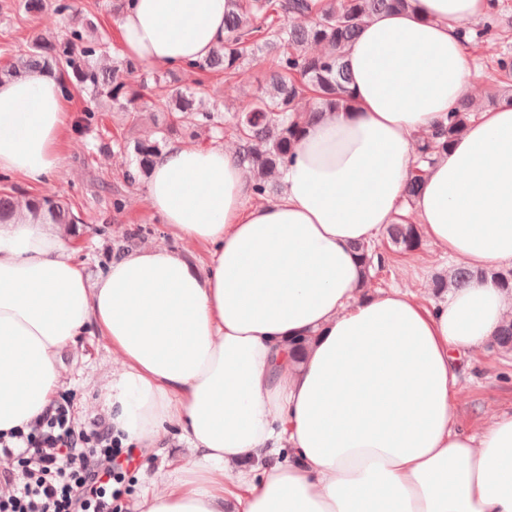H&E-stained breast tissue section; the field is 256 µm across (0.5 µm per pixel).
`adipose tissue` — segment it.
Returning a JSON list of instances; mask_svg holds the SVG:
<instances>
[{"label": "adipose tissue", "mask_w": 512, "mask_h": 512, "mask_svg": "<svg viewBox=\"0 0 512 512\" xmlns=\"http://www.w3.org/2000/svg\"><path fill=\"white\" fill-rule=\"evenodd\" d=\"M226 0H131L121 53L152 71L210 55ZM490 0H416L345 49L352 105L306 127L274 199L216 143L170 145L146 201L177 237L209 246L204 272L137 249L89 281L59 228L0 224V432L55 394L57 355L94 324L121 367L105 403L123 443L177 427L197 451L138 512H512V414L458 422L460 354L512 318V106L477 111L427 167L405 211L422 132L476 78L459 35ZM69 122L40 71L0 83V172L30 184L60 167ZM417 219L448 259L480 271L423 303L369 294L358 245ZM309 337L303 353L295 338ZM287 462L254 464L260 451Z\"/></svg>", "instance_id": "1"}]
</instances>
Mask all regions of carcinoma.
<instances>
[{
  "instance_id": "cac0c4a2",
  "label": "carcinoma",
  "mask_w": 512,
  "mask_h": 512,
  "mask_svg": "<svg viewBox=\"0 0 512 512\" xmlns=\"http://www.w3.org/2000/svg\"><path fill=\"white\" fill-rule=\"evenodd\" d=\"M54 12L71 23L62 39L34 36L28 50L0 70V82L22 78L34 70L55 76L65 97L76 89L90 94L91 106L85 109L80 126L88 127L96 113L105 106L124 114L126 122L135 126L145 112L165 114V126L157 138H124L115 142L118 151L132 158L125 180L136 185L150 178L155 157L177 136L181 114L195 112L198 125L214 134L221 133V121L215 105L209 102L205 89L207 74L222 72L232 78L245 60L258 51L273 54V67L265 75L246 107L232 115L231 121L238 141V150L252 175L255 197L271 192L269 179L287 166L294 147L306 125L327 111L346 108L352 103L349 69L344 48L370 18L385 12L413 8V0H326L324 7L312 14L311 0H227L224 14V42L205 59L193 62L186 71L199 79L195 87L181 90L173 87L177 71L169 70L135 80L139 65L131 59L117 60L104 68L98 59L109 54L103 40L88 39L84 29L92 22L79 18L72 0H54ZM512 37V28L502 27L497 17L487 20L475 31L474 44L481 48L505 43ZM321 50H315V47ZM504 102L512 104V55L497 53ZM468 97L461 98L448 117L421 137L416 151V167L407 185L408 200L422 190L421 165L431 164L436 155L448 150L452 140L473 116ZM54 224H80L70 203L54 195L29 198L24 204L6 193L0 194V223L6 224L25 214ZM391 242L405 252L420 248L422 236L416 224H392L388 229ZM369 267H382L385 255L372 245L357 246ZM477 277L466 267H457L448 281L437 279L434 287H461ZM494 344L512 352V320L504 323Z\"/></svg>"
}]
</instances>
